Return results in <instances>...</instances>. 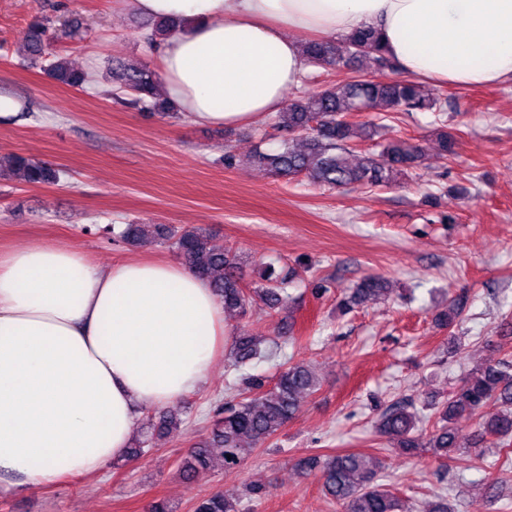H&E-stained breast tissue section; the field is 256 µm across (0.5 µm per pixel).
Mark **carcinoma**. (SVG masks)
<instances>
[{
  "label": "carcinoma",
  "instance_id": "obj_1",
  "mask_svg": "<svg viewBox=\"0 0 512 512\" xmlns=\"http://www.w3.org/2000/svg\"><path fill=\"white\" fill-rule=\"evenodd\" d=\"M182 28V21H155L148 38L150 46ZM71 31L63 23L54 30L40 20L32 22L26 33L27 59L47 55L51 42ZM304 52L311 66L336 71L358 67L359 75L339 81L307 100L288 104L271 117V124L285 130L289 138L270 152L258 151L254 160L275 176L293 179L303 175L318 185L344 188L354 185L389 186L400 177H407L425 156L419 143L384 138L377 154L367 155L359 163L350 160L351 145L383 138L386 125L382 120L401 112H440L442 95L426 94L413 78L391 81L385 73L399 65L382 48L376 31L362 28L343 40L309 41ZM113 92L119 101L133 108H149L161 113L175 111L166 99L157 98L158 76L152 70L126 67L120 61L110 63ZM50 75L58 82L76 89L92 81L85 70L71 67L68 61L55 56L49 64ZM357 112H372L365 121L354 120ZM437 155L443 159L456 153L455 137L442 131L437 135ZM16 176L29 185L58 184L66 176L62 169L21 155L0 158V177ZM154 234L161 243L176 249L183 262L199 277L208 280L220 298L224 311L239 317L249 309L264 305L271 310L284 309L295 303L288 285L298 277L296 269L288 276L276 272L273 264L262 267L260 282L244 284V270L238 255L212 243L210 232L203 227H177L165 224H128L120 238L134 243L147 234ZM391 289L379 275H367L350 293L337 302L347 313L367 303L385 299ZM283 355V346L276 339L251 336L244 332L235 337L229 352L230 368L242 372L255 363L273 361ZM274 382L265 376L244 373L242 386L228 384L240 400H230L215 410L210 441L222 449L224 467L236 468L257 448L269 443L294 419L300 399L320 389V380L309 367L288 360L275 364ZM495 406L496 412L483 417V410ZM434 423L428 434L419 432L418 412L407 403L387 409L377 422L380 436L407 458H417L428 450L438 460L457 456L468 462L470 452L454 429V421L462 416L481 417L479 440L488 438L498 448L512 446V360L501 358L470 372L444 400L427 402ZM181 422L179 411L169 409L158 417L147 418L142 438L131 446L128 456L138 457L156 445V439ZM211 466L205 445L192 449L181 460L179 472L187 483ZM305 473L315 469L325 492L340 503L343 512H406L403 500L388 485L381 483L379 469L370 464L362 452L345 451L326 459L313 457L298 462ZM241 497L221 491L198 498L193 512H242Z\"/></svg>",
  "mask_w": 512,
  "mask_h": 512
}]
</instances>
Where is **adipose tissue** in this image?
I'll return each instance as SVG.
<instances>
[{"instance_id": "ef3b65f1", "label": "adipose tissue", "mask_w": 512, "mask_h": 512, "mask_svg": "<svg viewBox=\"0 0 512 512\" xmlns=\"http://www.w3.org/2000/svg\"><path fill=\"white\" fill-rule=\"evenodd\" d=\"M186 21L166 38L167 96L192 121L247 126L308 72L301 36L373 27L399 65L437 85L512 78V0H116ZM228 334L224 307L180 260L101 269L51 244L0 255V494L96 475L136 418L202 389Z\"/></svg>"}]
</instances>
